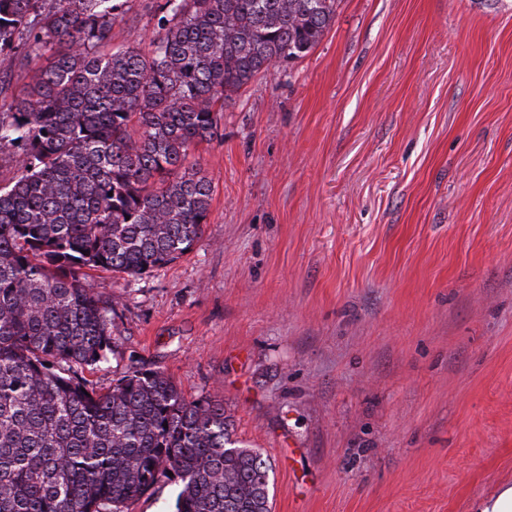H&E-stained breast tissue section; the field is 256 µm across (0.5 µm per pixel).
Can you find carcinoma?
I'll use <instances>...</instances> for the list:
<instances>
[{
	"label": "carcinoma",
	"mask_w": 512,
	"mask_h": 512,
	"mask_svg": "<svg viewBox=\"0 0 512 512\" xmlns=\"http://www.w3.org/2000/svg\"><path fill=\"white\" fill-rule=\"evenodd\" d=\"M338 0H156L149 49L112 47L120 0H0V49L40 67L0 111V512H125L165 482L176 512H272L271 464L224 405L132 367L99 394L112 304L85 270L136 280L188 254L212 186L188 164L224 102L306 57Z\"/></svg>",
	"instance_id": "obj_1"
}]
</instances>
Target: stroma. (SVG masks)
<instances>
[{
  "label": "stroma",
  "instance_id": "1",
  "mask_svg": "<svg viewBox=\"0 0 512 512\" xmlns=\"http://www.w3.org/2000/svg\"><path fill=\"white\" fill-rule=\"evenodd\" d=\"M151 0L112 42L148 44ZM34 69L0 52V108ZM202 237L85 278L130 367L223 403L272 512H475L512 485V0H340L191 150Z\"/></svg>",
  "mask_w": 512,
  "mask_h": 512
}]
</instances>
